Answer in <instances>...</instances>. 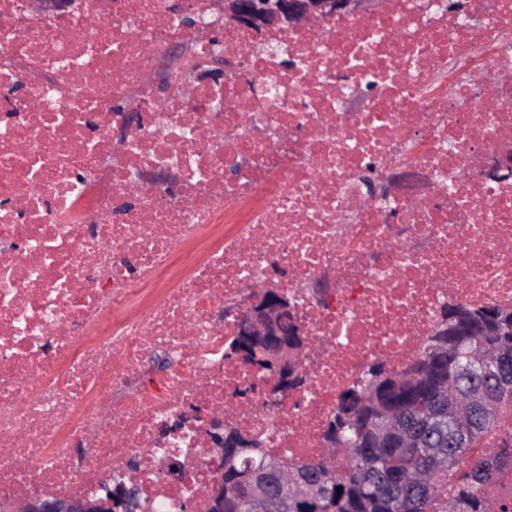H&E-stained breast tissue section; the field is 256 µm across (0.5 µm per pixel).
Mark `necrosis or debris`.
<instances>
[{
	"label": "necrosis or debris",
	"instance_id": "necrosis-or-debris-1",
	"mask_svg": "<svg viewBox=\"0 0 512 512\" xmlns=\"http://www.w3.org/2000/svg\"><path fill=\"white\" fill-rule=\"evenodd\" d=\"M459 3L260 35L208 0H0V496L121 476L188 512L214 422L319 458L340 391L445 302L512 305V182L483 176L512 150V0ZM406 163L424 186L383 193ZM257 281L313 340L285 390L224 355Z\"/></svg>",
	"mask_w": 512,
	"mask_h": 512
}]
</instances>
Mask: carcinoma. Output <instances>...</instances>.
<instances>
[{
	"label": "carcinoma",
	"instance_id": "obj_1",
	"mask_svg": "<svg viewBox=\"0 0 512 512\" xmlns=\"http://www.w3.org/2000/svg\"><path fill=\"white\" fill-rule=\"evenodd\" d=\"M492 318L512 324V306L448 302L405 368L378 359L344 390L331 419L336 447L285 463L263 448H224V512H249L247 473L288 469L313 491L288 496L271 512H512L493 499L512 476V382L496 387L494 408L472 406L465 391L498 373L512 375V336L481 332Z\"/></svg>",
	"mask_w": 512,
	"mask_h": 512
}]
</instances>
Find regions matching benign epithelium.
<instances>
[{
    "mask_svg": "<svg viewBox=\"0 0 512 512\" xmlns=\"http://www.w3.org/2000/svg\"><path fill=\"white\" fill-rule=\"evenodd\" d=\"M376 0H210L224 14V21L234 27L256 33L295 29L311 22L338 15L359 18L367 14ZM37 14L66 11L71 0H29ZM485 176L500 179L512 174V152L496 154L484 170ZM294 312L288 294L268 287L256 290L248 305L237 311V335L251 336L254 351L277 362L276 379L295 377L292 362L297 345L288 343L282 330L285 317ZM133 506L127 494L111 489L103 499L80 496L42 498L25 494L0 498V512H130ZM204 512H224V467L213 472L204 498Z\"/></svg>",
    "mask_w": 512,
    "mask_h": 512,
    "instance_id": "benign-epithelium-1",
    "label": "benign epithelium"
}]
</instances>
